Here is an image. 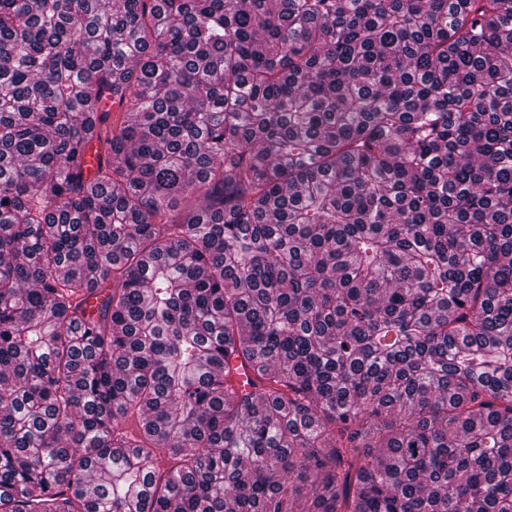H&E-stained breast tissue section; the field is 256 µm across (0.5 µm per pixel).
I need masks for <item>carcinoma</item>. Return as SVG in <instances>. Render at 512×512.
Wrapping results in <instances>:
<instances>
[{"label":"carcinoma","mask_w":512,"mask_h":512,"mask_svg":"<svg viewBox=\"0 0 512 512\" xmlns=\"http://www.w3.org/2000/svg\"><path fill=\"white\" fill-rule=\"evenodd\" d=\"M302 498L512 512V0H0V512Z\"/></svg>","instance_id":"obj_1"}]
</instances>
